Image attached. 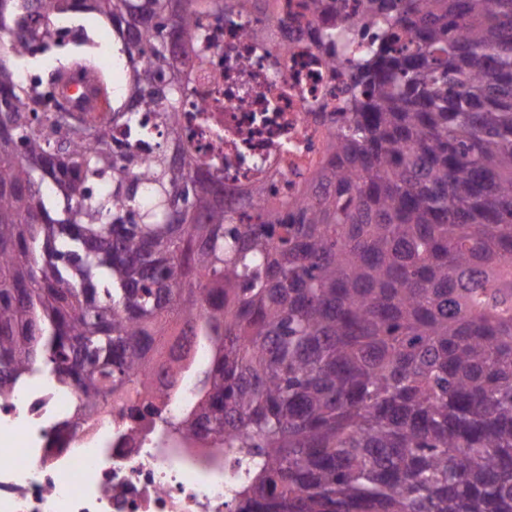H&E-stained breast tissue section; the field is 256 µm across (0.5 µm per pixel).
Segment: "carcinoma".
<instances>
[{
  "label": "carcinoma",
  "instance_id": "1",
  "mask_svg": "<svg viewBox=\"0 0 512 512\" xmlns=\"http://www.w3.org/2000/svg\"><path fill=\"white\" fill-rule=\"evenodd\" d=\"M199 0H0V394L41 372L93 408L147 387L173 338L214 336L184 421L236 449V512H512V0H307L348 79L310 191L246 212L182 157ZM128 94L85 127L44 87ZM165 143L149 163L112 129ZM104 182L98 196L90 185ZM84 23L88 28H91L95 40L100 43L99 51L103 60L109 64L112 71V82L110 85L111 100L113 95L114 98L116 97L120 100L125 94L127 76L122 66L116 67L113 65L112 67V61L116 60V52L112 51V44L113 47L115 46V41L112 39V30L104 22H99L94 19H89ZM72 48L73 46L70 42H60L59 45L55 46L53 50H51V59L49 61L47 60V56L37 54V56L28 58V67H25V69L30 71H38V69H40L42 66H46L49 63H64L68 59Z\"/></svg>",
  "mask_w": 512,
  "mask_h": 512
}]
</instances>
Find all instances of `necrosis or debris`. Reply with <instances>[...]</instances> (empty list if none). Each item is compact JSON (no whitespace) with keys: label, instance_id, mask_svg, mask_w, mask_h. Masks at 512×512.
I'll list each match as a JSON object with an SVG mask.
<instances>
[{"label":"necrosis or debris","instance_id":"4bbe7bcc","mask_svg":"<svg viewBox=\"0 0 512 512\" xmlns=\"http://www.w3.org/2000/svg\"><path fill=\"white\" fill-rule=\"evenodd\" d=\"M301 2L246 0L223 20L212 0L197 9L206 42L188 51L178 121L185 158L219 167L225 193L245 197L264 181L284 201L312 182L338 78ZM268 25L270 43L259 34ZM150 382L167 411L139 426L120 414L124 395L89 414L76 391L38 372L0 394V512H229L233 450L178 422L197 399L196 380L161 362Z\"/></svg>","mask_w":512,"mask_h":512}]
</instances>
